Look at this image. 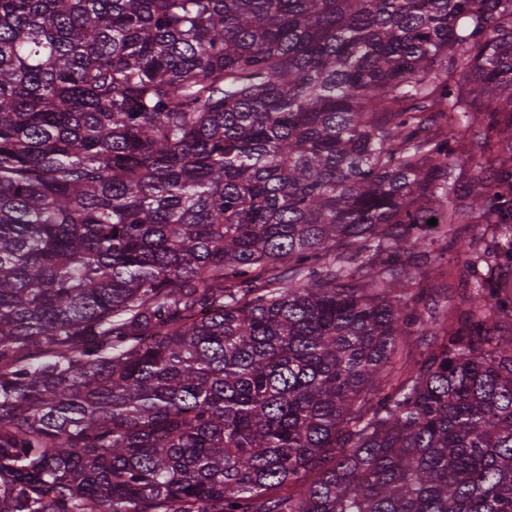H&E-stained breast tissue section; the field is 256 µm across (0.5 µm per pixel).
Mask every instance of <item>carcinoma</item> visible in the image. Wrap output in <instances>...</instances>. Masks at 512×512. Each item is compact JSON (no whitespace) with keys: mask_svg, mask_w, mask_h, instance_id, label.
<instances>
[{"mask_svg":"<svg viewBox=\"0 0 512 512\" xmlns=\"http://www.w3.org/2000/svg\"><path fill=\"white\" fill-rule=\"evenodd\" d=\"M432 218L512 0H0V512H512L511 248L393 382Z\"/></svg>","mask_w":512,"mask_h":512,"instance_id":"cac0c4a2","label":"carcinoma"}]
</instances>
